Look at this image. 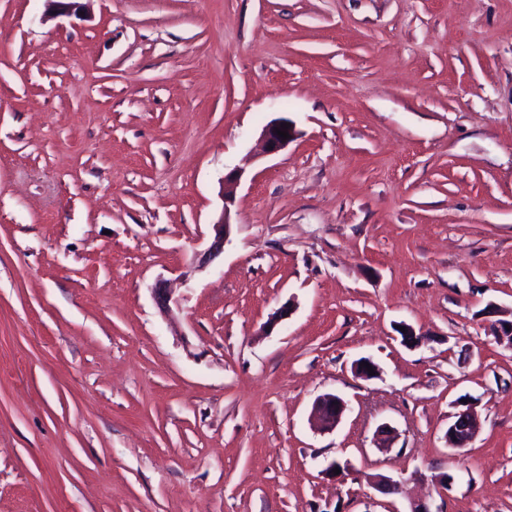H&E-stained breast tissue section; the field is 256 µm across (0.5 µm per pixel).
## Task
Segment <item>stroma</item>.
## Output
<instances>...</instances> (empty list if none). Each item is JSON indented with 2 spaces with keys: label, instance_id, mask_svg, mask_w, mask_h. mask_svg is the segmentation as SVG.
<instances>
[{
  "label": "stroma",
  "instance_id": "35a3bbf8",
  "mask_svg": "<svg viewBox=\"0 0 512 512\" xmlns=\"http://www.w3.org/2000/svg\"><path fill=\"white\" fill-rule=\"evenodd\" d=\"M279 116L298 135L263 155ZM491 303L512 0H0V512H512ZM326 393L348 409L322 432ZM242 175L243 172L241 170H233L224 177V206L218 220L213 223L214 236L210 240L209 245L197 254L199 267L208 265L224 252V244L230 237L231 225L233 224L230 222L233 188L240 181Z\"/></svg>",
  "mask_w": 512,
  "mask_h": 512
}]
</instances>
